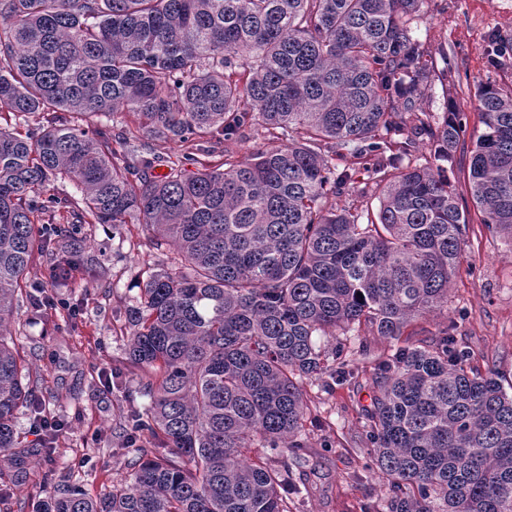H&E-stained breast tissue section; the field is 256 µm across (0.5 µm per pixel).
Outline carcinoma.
I'll return each mask as SVG.
<instances>
[{
    "label": "carcinoma",
    "mask_w": 512,
    "mask_h": 512,
    "mask_svg": "<svg viewBox=\"0 0 512 512\" xmlns=\"http://www.w3.org/2000/svg\"><path fill=\"white\" fill-rule=\"evenodd\" d=\"M423 2L0 0V476L17 482L52 452L51 437L16 432L18 409L42 403L3 332L35 259L56 288L85 270L48 232L54 210L142 224L175 263L137 273L128 309L126 361L149 403L124 425L127 475L104 499L53 479L36 512H288L304 384L359 375L315 337L365 327L398 341L448 310L464 113L422 109L432 66L410 24ZM472 105L484 131L471 202L512 243V89L483 86ZM33 114L39 131L21 133ZM249 130L287 143L218 164L149 146ZM358 165L379 188L373 214L337 203ZM55 179L80 198L42 200ZM372 381L367 440L386 494L364 512H512V394L451 326L376 360Z\"/></svg>",
    "instance_id": "carcinoma-1"
}]
</instances>
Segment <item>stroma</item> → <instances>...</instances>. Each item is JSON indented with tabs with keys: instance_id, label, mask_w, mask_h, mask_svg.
<instances>
[{
	"instance_id": "35a3bbf8",
	"label": "stroma",
	"mask_w": 512,
	"mask_h": 512,
	"mask_svg": "<svg viewBox=\"0 0 512 512\" xmlns=\"http://www.w3.org/2000/svg\"><path fill=\"white\" fill-rule=\"evenodd\" d=\"M413 35L433 60L449 55L460 79L445 87L432 81L425 107L444 116L453 106L465 111L463 150L454 155L452 181L466 195L469 144L482 132L470 101L480 86L512 88V53L492 65L497 34L512 36V0H424L412 23ZM468 209L459 271L448 291V323L475 355L481 372L497 373L512 383V246ZM91 273L73 287L52 288L42 260L29 278L33 300L15 305L13 339L31 373L40 378L38 395L48 417L67 422L65 438L50 457L34 467L23 484L0 492V512H19L43 496L48 474L62 476L94 498L107 496L113 481L127 473V457L117 454L125 421L148 400L139 392V373L126 363L128 309L139 289L138 271L167 264L165 252L149 246L140 224H63ZM66 302L78 312L68 319L46 306V297ZM322 350H339L343 360L368 366L390 343L368 333L321 337ZM309 410L303 439L306 449L293 475L301 495H288L290 512H363L385 487L373 473L367 453L364 414L373 384L362 375L340 385L305 386Z\"/></svg>"
}]
</instances>
